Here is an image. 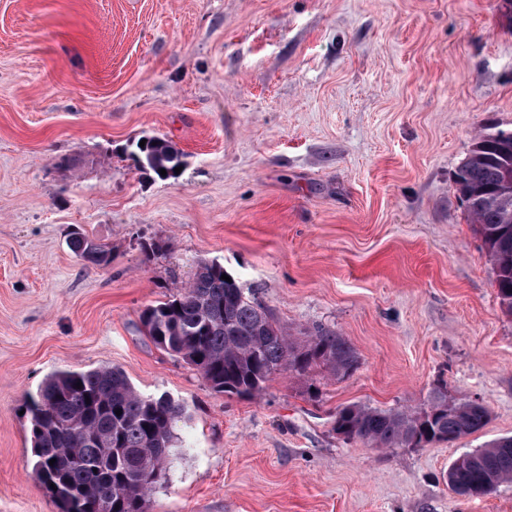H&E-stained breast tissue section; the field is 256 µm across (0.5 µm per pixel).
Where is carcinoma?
Returning <instances> with one entry per match:
<instances>
[{
  "label": "carcinoma",
  "instance_id": "carcinoma-1",
  "mask_svg": "<svg viewBox=\"0 0 512 512\" xmlns=\"http://www.w3.org/2000/svg\"><path fill=\"white\" fill-rule=\"evenodd\" d=\"M129 147L147 176L175 179L174 168L184 164V154L161 136L146 137L143 147L138 140ZM509 178L512 130H481L454 184L493 261L500 306L512 315V206L497 199ZM69 247L87 266L112 265V248L81 232L71 233ZM224 273L220 262L200 261L184 286L140 315L153 344L196 369L211 390L255 396L281 372L305 374L322 364L346 374L354 367L352 347L333 332L318 329L308 346L295 347L267 308L236 280H223ZM118 409L122 414H116ZM28 413L34 468L58 512H149L152 492L166 480L174 429L185 408L168 396L141 394L118 367H100L51 374L31 399ZM488 416L479 401L450 403L437 397L419 411L345 406L336 412L333 430L373 448H410L471 435L486 425ZM465 456L461 465L448 469L447 478L461 495L469 488L493 490L512 478V436ZM144 468L159 472V479L141 478Z\"/></svg>",
  "mask_w": 512,
  "mask_h": 512
}]
</instances>
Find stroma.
Wrapping results in <instances>:
<instances>
[{
    "mask_svg": "<svg viewBox=\"0 0 512 512\" xmlns=\"http://www.w3.org/2000/svg\"><path fill=\"white\" fill-rule=\"evenodd\" d=\"M484 128L512 129L507 0H0V512H57L25 410L53 372L102 366L186 409L149 512H512V481L444 479L512 436V316L453 183ZM149 135L178 178L137 169ZM75 230L111 266L83 265ZM201 260L296 344L342 336L354 369L212 391L140 323ZM440 394L486 426L384 449L332 430ZM146 139L144 148H141L140 141ZM156 142V145H153ZM132 148L130 155L137 165V168L148 177L151 174L161 180L175 179L179 174L174 171L175 167H183L184 154L177 149L171 141L161 136H144L129 144ZM166 170V176L160 175V170ZM69 247L86 266L108 267L112 264V249L81 232H72Z\"/></svg>",
    "mask_w": 512,
    "mask_h": 512,
    "instance_id": "obj_1",
    "label": "stroma"
}]
</instances>
